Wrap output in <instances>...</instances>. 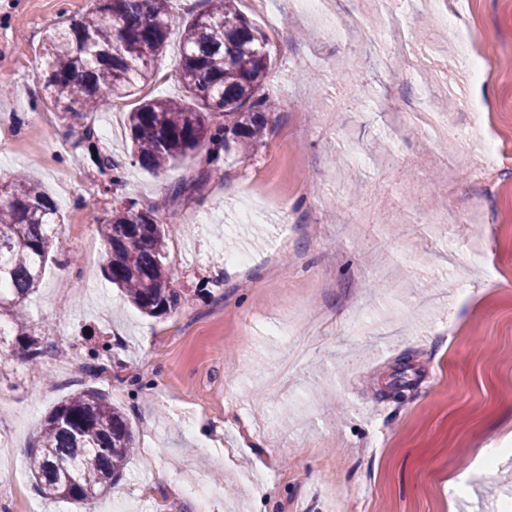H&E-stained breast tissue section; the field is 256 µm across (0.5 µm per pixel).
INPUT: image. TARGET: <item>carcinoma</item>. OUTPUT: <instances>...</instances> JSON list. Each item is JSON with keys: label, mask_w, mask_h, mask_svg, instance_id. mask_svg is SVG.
<instances>
[{"label": "carcinoma", "mask_w": 512, "mask_h": 512, "mask_svg": "<svg viewBox=\"0 0 512 512\" xmlns=\"http://www.w3.org/2000/svg\"><path fill=\"white\" fill-rule=\"evenodd\" d=\"M92 6L44 39L45 84L50 102L76 117L103 112L138 95L157 77L175 24L180 25L179 76L186 95L138 99L128 113L132 163L164 171L187 157H201V177L217 176L224 159L261 141L276 104L265 91L269 39L236 7V0H204L190 19L173 13L172 0H91ZM81 140L103 181L117 188L122 167L97 146L87 126ZM10 199L0 203V344L14 338L21 358L35 364L57 342L29 332L20 306L38 288L50 257L52 233L62 215L49 193L29 174L6 179ZM163 207L112 205L101 225L103 269L143 313L158 317L180 301L165 259ZM133 432L124 410L97 389H81L59 401L30 440L26 456L40 491L87 506L122 475Z\"/></svg>", "instance_id": "carcinoma-1"}]
</instances>
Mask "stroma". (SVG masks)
<instances>
[{
    "mask_svg": "<svg viewBox=\"0 0 512 512\" xmlns=\"http://www.w3.org/2000/svg\"><path fill=\"white\" fill-rule=\"evenodd\" d=\"M89 0H0V176L29 173L63 221L24 319L69 342L38 369L0 347V512H80L35 488L24 449L59 401L94 387L133 425L110 512H500L512 460L485 470L512 430V0H325L330 39L296 0L239 9L266 30L268 92L283 102L266 135L226 159L155 174L130 164L127 114L98 144L125 166L103 189L78 141L81 119L37 77L45 34ZM491 43L483 75L444 16ZM282 25L269 30L268 20ZM178 36L147 94L179 97ZM42 119L45 133L31 137ZM500 147L498 189L475 203L485 143ZM166 202L167 263L181 301L155 318L106 280L99 227L122 198ZM476 211L440 232L429 213ZM250 254L247 266L220 251ZM460 337L448 341V325ZM98 360L96 377L69 371ZM268 455L259 460L256 445ZM464 481L466 497L450 483Z\"/></svg>",
    "mask_w": 512,
    "mask_h": 512,
    "instance_id": "35a3bbf8",
    "label": "stroma"
}]
</instances>
